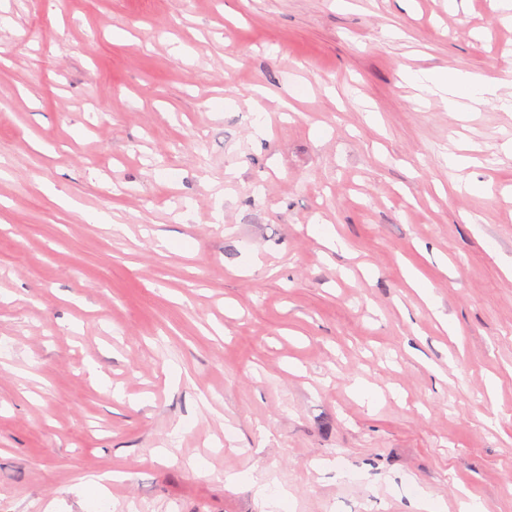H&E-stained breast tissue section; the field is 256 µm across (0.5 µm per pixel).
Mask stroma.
<instances>
[{
	"instance_id": "stroma-1",
	"label": "stroma",
	"mask_w": 512,
	"mask_h": 512,
	"mask_svg": "<svg viewBox=\"0 0 512 512\" xmlns=\"http://www.w3.org/2000/svg\"><path fill=\"white\" fill-rule=\"evenodd\" d=\"M511 67L491 0H0V512H512V111L407 81Z\"/></svg>"
}]
</instances>
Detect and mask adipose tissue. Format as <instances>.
Wrapping results in <instances>:
<instances>
[{
	"label": "adipose tissue",
	"mask_w": 512,
	"mask_h": 512,
	"mask_svg": "<svg viewBox=\"0 0 512 512\" xmlns=\"http://www.w3.org/2000/svg\"><path fill=\"white\" fill-rule=\"evenodd\" d=\"M409 81L422 92L447 95L449 111L460 118L488 96L499 99L503 108H512V97L503 93L504 88L512 86L507 79L492 83L478 73L426 72L410 75Z\"/></svg>",
	"instance_id": "1"
}]
</instances>
